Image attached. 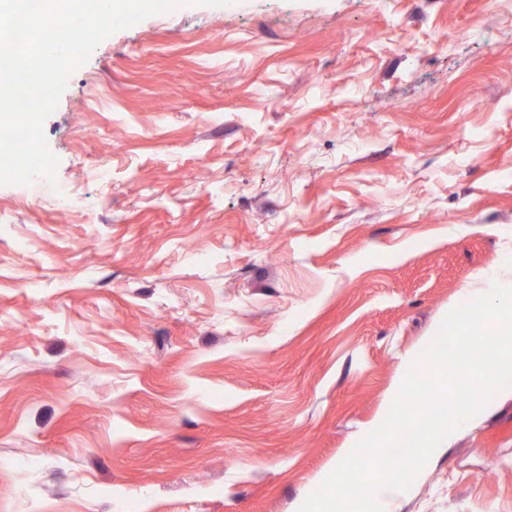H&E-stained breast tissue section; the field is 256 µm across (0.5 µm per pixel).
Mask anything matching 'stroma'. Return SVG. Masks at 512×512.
<instances>
[{"mask_svg": "<svg viewBox=\"0 0 512 512\" xmlns=\"http://www.w3.org/2000/svg\"><path fill=\"white\" fill-rule=\"evenodd\" d=\"M43 130L54 179L0 185V512H298L512 256V0L182 4ZM389 508L512 512V390Z\"/></svg>", "mask_w": 512, "mask_h": 512, "instance_id": "obj_1", "label": "stroma"}]
</instances>
